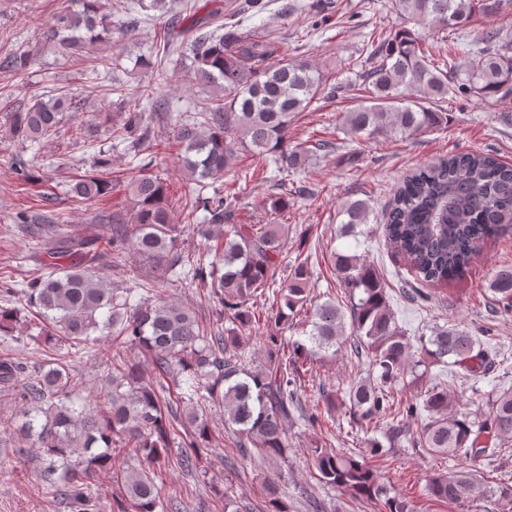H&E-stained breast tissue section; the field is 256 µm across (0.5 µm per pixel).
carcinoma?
I'll list each match as a JSON object with an SVG mask.
<instances>
[{"label": "carcinoma", "mask_w": 512, "mask_h": 512, "mask_svg": "<svg viewBox=\"0 0 512 512\" xmlns=\"http://www.w3.org/2000/svg\"><path fill=\"white\" fill-rule=\"evenodd\" d=\"M501 0H391L398 22L390 30L372 31L366 41L364 69L359 73L367 102L346 113L344 133L353 140L406 138L437 127L446 113L434 106L457 94L483 99L512 95V34L500 29L476 41L459 39L444 55L414 31L433 25L456 35L474 10H493ZM80 9L62 11L43 33L65 56L79 55L88 45L111 38L107 0H79ZM188 54L163 36L162 54L176 53L186 60L172 73L214 92L205 112L179 114L176 138L183 147L180 164L196 184L194 201L185 204V219L193 221L197 208L206 215L193 229L204 239L212 257L208 267H196L193 279L210 288L224 306V318L249 328L256 315L253 304L271 292L267 319L286 322L310 301L308 260L294 261L288 280L279 281L283 233L280 224H243L239 220V192L203 191L224 176L229 162L249 153L268 169L297 170L311 153L308 147L288 148L285 132L298 114L324 92H335L328 76L288 52L266 35L252 37L236 28L223 33L208 25L191 23L182 31ZM470 57L459 69L460 56ZM36 53L14 52L0 60V70L24 75ZM163 102L143 88L125 100L124 115L112 123V135L128 140L139 154L151 141L141 100ZM79 109L68 94L47 100L36 98L24 107H7L14 134L40 142L59 132L63 113ZM109 158L99 154V171L72 181L69 192L84 200H101L115 190L102 169ZM275 194L263 207L278 212L288 206V183H273ZM127 208L108 218L106 244L112 250H131L139 262L156 273V281L178 265L192 263L179 248V229L172 224L166 181L143 174L126 186ZM372 207L366 199L351 200L341 211L342 234L350 236L369 223ZM512 224V164L490 153L460 152L441 156L413 170L396 185L384 213L390 242L422 283H443L465 271L479 247L500 227ZM37 234L52 243L51 255L67 264L33 278L24 289L29 306L49 324L44 343L76 345L100 341L96 333L117 330L121 343L137 348L152 361L155 379L144 378L136 363L117 365L92 407H75L69 390L71 372L41 366L28 372L19 362L0 358V387L15 392L20 404L21 441L41 448L44 478L69 497L73 512H190L176 497L167 496L156 483L157 470L171 461L185 472L199 468L208 449L210 428L193 401L223 406L224 424L233 428L236 447L244 462L285 460L288 420L297 409V359L306 345L291 344L276 336L265 337L266 361L250 367L245 337L235 329L208 333L196 314L153 289L132 304L133 288H108L95 275L99 240L77 236L61 224H42ZM335 266L346 290V304L324 302L313 307L308 340L330 349L340 340H352L355 354L367 353L376 379L354 381L345 395L322 393L326 411L336 402H349L351 419L384 426L381 442L365 438L366 452L379 454L407 442L415 448L472 462L487 457L489 442H512V387L500 388L488 400L484 420L448 412V387L430 379L435 366L455 369L461 377L486 374L488 343L468 329L442 326L418 339L415 347L396 326L389 298L375 267L357 255L336 253ZM490 286L501 300L512 303V268L497 270ZM351 336H344L345 319ZM420 388L419 400L402 402L392 386L406 376ZM185 383L188 397L173 395L164 385ZM428 413L420 432L410 435L404 420L420 411ZM44 420H39V417ZM119 449L113 454L112 449ZM80 453L73 461L71 456ZM318 480L341 487L356 498L383 504L384 512H414L405 498L389 495L365 455L313 450ZM124 477L125 495L110 503H97L87 493L88 479L98 470ZM268 512H288V476L276 471L266 478ZM432 499L463 510L484 498L477 474L451 471L429 478ZM500 512H512V485L490 490Z\"/></svg>", "instance_id": "1"}]
</instances>
